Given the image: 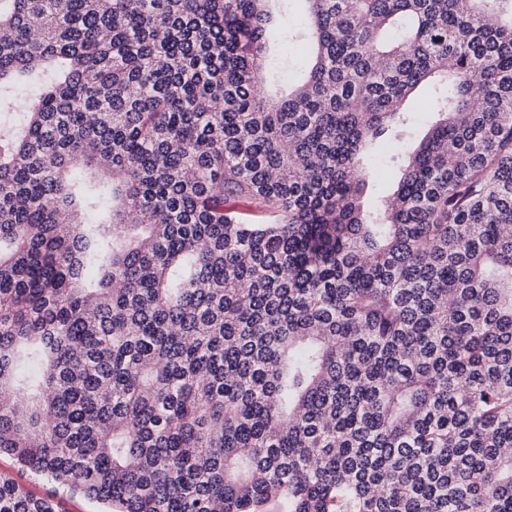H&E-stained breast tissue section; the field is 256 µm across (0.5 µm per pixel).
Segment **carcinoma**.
I'll return each mask as SVG.
<instances>
[{"label":"carcinoma","instance_id":"cac0c4a2","mask_svg":"<svg viewBox=\"0 0 512 512\" xmlns=\"http://www.w3.org/2000/svg\"><path fill=\"white\" fill-rule=\"evenodd\" d=\"M269 2L0 0V455L103 512H512V0Z\"/></svg>","mask_w":512,"mask_h":512}]
</instances>
